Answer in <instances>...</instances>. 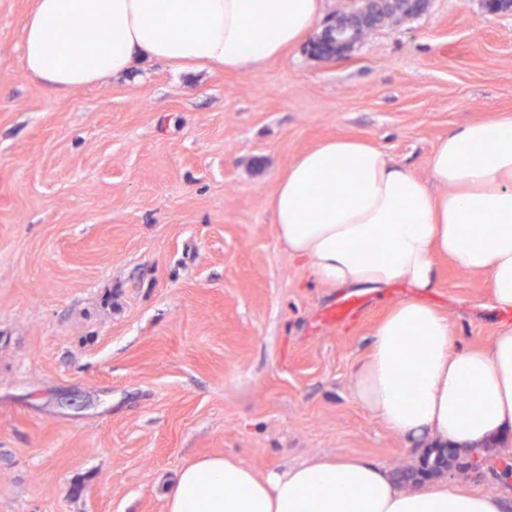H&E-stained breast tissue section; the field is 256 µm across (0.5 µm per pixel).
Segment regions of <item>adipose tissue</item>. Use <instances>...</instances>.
Returning a JSON list of instances; mask_svg holds the SVG:
<instances>
[{
	"label": "adipose tissue",
	"mask_w": 512,
	"mask_h": 512,
	"mask_svg": "<svg viewBox=\"0 0 512 512\" xmlns=\"http://www.w3.org/2000/svg\"><path fill=\"white\" fill-rule=\"evenodd\" d=\"M321 0H34L21 63L59 92L148 58L183 69L258 72L314 28ZM108 38L95 42L91 33ZM268 206L280 243L320 285L376 292L402 283L373 331L355 396L390 431L464 451L512 446V323L484 348L456 343L426 299L438 261L488 277L512 314V116L490 114L443 135L418 175L373 142L331 137L299 155ZM423 350H407L410 335ZM478 399L467 408L465 393ZM166 512H503L499 492L452 484L409 490L363 457H314L257 475L221 454L178 470Z\"/></svg>",
	"instance_id": "ef3b65f1"
}]
</instances>
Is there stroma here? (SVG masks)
<instances>
[{"instance_id": "stroma-1", "label": "stroma", "mask_w": 512, "mask_h": 512, "mask_svg": "<svg viewBox=\"0 0 512 512\" xmlns=\"http://www.w3.org/2000/svg\"><path fill=\"white\" fill-rule=\"evenodd\" d=\"M33 0H0V512H165L182 466L260 474L427 447L354 395L396 284L326 288L278 241L268 198L329 137L425 174L439 138L512 115V11L426 0L344 56L308 40L257 73L145 62L66 93L20 61ZM427 299L459 345L503 318L490 283L439 262ZM352 303L330 326L332 308Z\"/></svg>"}]
</instances>
